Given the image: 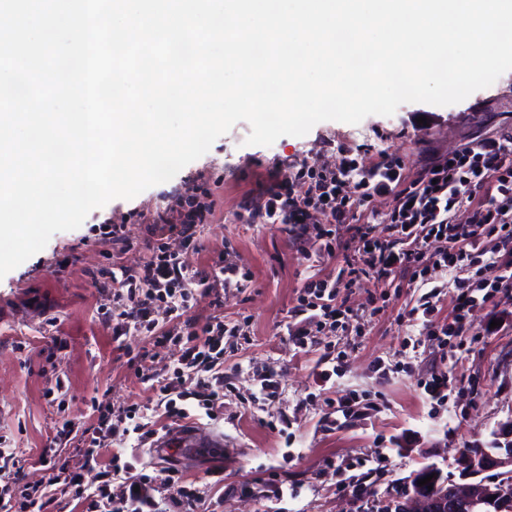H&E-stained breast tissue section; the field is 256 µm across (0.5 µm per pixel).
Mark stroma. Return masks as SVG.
I'll list each match as a JSON object with an SVG mask.
<instances>
[{
  "mask_svg": "<svg viewBox=\"0 0 512 512\" xmlns=\"http://www.w3.org/2000/svg\"><path fill=\"white\" fill-rule=\"evenodd\" d=\"M424 115L430 126L422 130L417 120ZM509 122L512 71L456 104L405 103L393 115H371L356 125L324 121L269 146L246 145L251 128L241 121L170 181L130 200H112L79 228L55 233L43 250L0 278V436L27 459V482L41 481L37 460L63 419L96 422L93 397L154 407V391L127 366L154 338L139 329L113 337L97 313L103 298L94 287L110 281L113 266L138 267L148 254L112 246L100 224L109 220L125 225L133 240L147 238V218L175 205L189 187L200 200L220 205L214 223L197 225L198 243L228 248L252 274L247 287L223 299L225 324L241 325L245 334L224 339L229 391L218 420L203 423L223 435L224 445L163 456L130 436L123 457L140 468L170 463L202 492L205 512H375L391 487L423 466L456 474L458 452L489 441L496 424L512 414V333L481 335L485 314H475L454 392L441 407L426 402L418 385L439 356L412 349L414 330L400 319L416 297L406 284L363 282L351 304L373 296L382 306L363 334L338 335L301 352L286 335L288 311L308 277L332 273L341 261L303 249L285 225L247 224L238 214L244 201L257 197L259 178L282 163H331L340 149L351 148L366 162L380 152L400 156L414 170L432 154L467 142L481 125ZM53 340L58 347L49 360L43 350ZM326 354L338 358L342 376L321 387L316 363ZM261 371L274 374L278 398L256 397ZM52 387L57 393L51 397ZM349 390L359 396V413L341 427L325 423L327 399ZM330 459L347 463V470H327Z\"/></svg>",
  "mask_w": 512,
  "mask_h": 512,
  "instance_id": "1",
  "label": "stroma"
}]
</instances>
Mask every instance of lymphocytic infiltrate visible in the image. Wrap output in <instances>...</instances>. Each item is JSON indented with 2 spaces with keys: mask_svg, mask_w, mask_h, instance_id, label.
<instances>
[{
  "mask_svg": "<svg viewBox=\"0 0 512 512\" xmlns=\"http://www.w3.org/2000/svg\"><path fill=\"white\" fill-rule=\"evenodd\" d=\"M378 197L392 200L380 236L365 212ZM217 207L216 200L201 203L188 192L178 208L157 211L149 222L161 232L143 244L149 260L117 267L110 283L97 288L112 299L104 317L113 335L141 328L156 343L179 346L172 371L133 368L136 379L151 383L157 409L174 422L200 415L214 420L224 408V320L215 315L198 327L184 315L201 295L222 307L223 291L240 285V268L220 249L205 251L191 268L180 251L197 225L212 222ZM246 220L287 225L319 251L342 258L337 275L308 277L289 310L287 335L297 348H312L318 336L364 320L365 309L348 303L349 290L361 281L390 285L403 278L418 292L404 314L419 330L414 348L447 351L452 339L467 335L474 311L490 320L507 317L499 305L501 297L512 298V126L476 136L414 172L401 157L382 153L364 164L349 150L331 164H286L270 175ZM128 421L139 441L155 436L136 403L106 408L96 425L80 431L64 422L55 450L38 460L42 486L22 493L24 512H43L62 496L87 502L90 512H201L200 492L182 485L175 470L146 474L120 454L102 457ZM75 433L82 445L76 470L57 451ZM88 473L95 484H85ZM161 490L168 494L163 506L155 497Z\"/></svg>",
  "mask_w": 512,
  "mask_h": 512,
  "instance_id": "obj_1",
  "label": "lymphocytic infiltrate"
}]
</instances>
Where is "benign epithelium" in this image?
<instances>
[{
    "instance_id": "1",
    "label": "benign epithelium",
    "mask_w": 512,
    "mask_h": 512,
    "mask_svg": "<svg viewBox=\"0 0 512 512\" xmlns=\"http://www.w3.org/2000/svg\"><path fill=\"white\" fill-rule=\"evenodd\" d=\"M496 442L458 456L459 479L445 481L432 467L414 476L433 475L426 492L423 487L401 504L404 512H512V414L497 424Z\"/></svg>"
}]
</instances>
